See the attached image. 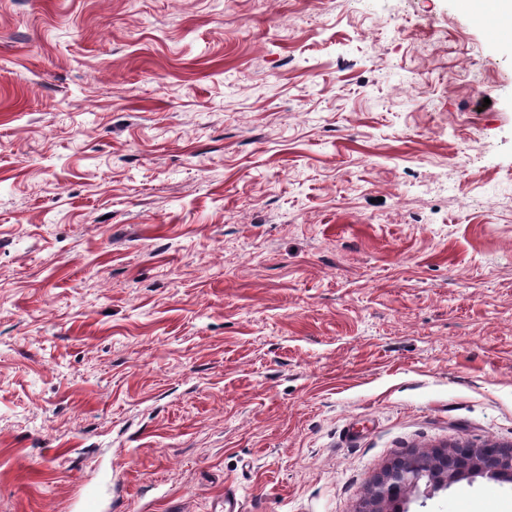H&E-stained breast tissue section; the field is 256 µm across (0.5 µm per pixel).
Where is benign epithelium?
I'll use <instances>...</instances> for the list:
<instances>
[{
  "label": "benign epithelium",
  "mask_w": 512,
  "mask_h": 512,
  "mask_svg": "<svg viewBox=\"0 0 512 512\" xmlns=\"http://www.w3.org/2000/svg\"><path fill=\"white\" fill-rule=\"evenodd\" d=\"M419 465L433 468L432 482L444 487L478 478L512 482V448L498 446L434 448L400 458L387 466L367 490L364 512H402L403 500H391L395 491L408 493L416 488L411 470Z\"/></svg>",
  "instance_id": "obj_1"
}]
</instances>
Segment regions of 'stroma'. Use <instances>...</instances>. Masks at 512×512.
Segmentation results:
<instances>
[{
    "mask_svg": "<svg viewBox=\"0 0 512 512\" xmlns=\"http://www.w3.org/2000/svg\"><path fill=\"white\" fill-rule=\"evenodd\" d=\"M458 444L512 446V26L0 0V512H357Z\"/></svg>",
    "mask_w": 512,
    "mask_h": 512,
    "instance_id": "35a3bbf8",
    "label": "stroma"
}]
</instances>
